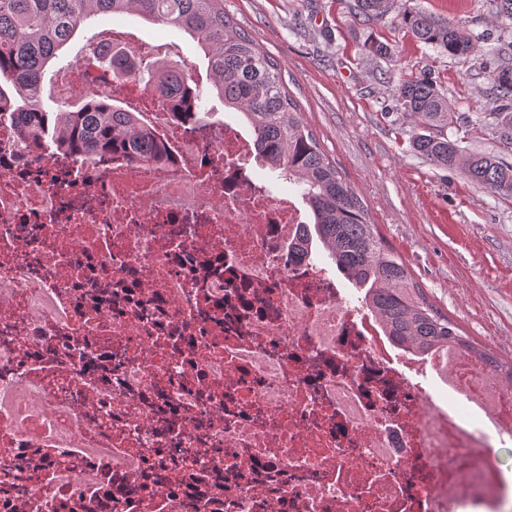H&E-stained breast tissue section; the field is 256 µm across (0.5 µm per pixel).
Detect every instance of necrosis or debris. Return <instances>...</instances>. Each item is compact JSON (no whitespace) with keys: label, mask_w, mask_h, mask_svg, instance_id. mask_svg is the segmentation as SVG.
Here are the masks:
<instances>
[{"label":"necrosis or debris","mask_w":512,"mask_h":512,"mask_svg":"<svg viewBox=\"0 0 512 512\" xmlns=\"http://www.w3.org/2000/svg\"><path fill=\"white\" fill-rule=\"evenodd\" d=\"M101 50L181 49L106 23ZM75 93L161 150L34 147L0 120V512H512V387L398 345L254 165L237 113L190 124L151 82Z\"/></svg>","instance_id":"1"}]
</instances>
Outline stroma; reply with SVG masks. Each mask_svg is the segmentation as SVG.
Masks as SVG:
<instances>
[{"label": "stroma", "instance_id": "35a3bbf8", "mask_svg": "<svg viewBox=\"0 0 512 512\" xmlns=\"http://www.w3.org/2000/svg\"><path fill=\"white\" fill-rule=\"evenodd\" d=\"M354 0H224L235 26L274 59L284 84L324 153L354 188L375 232L403 261L427 301L461 334L498 360L512 362V197L484 192L457 172L413 152L416 117L396 101L401 80L429 75L454 118L446 133L466 151L512 163V148L478 125L492 107L487 79L512 46V21L492 0H399L464 27L477 52L460 62L418 42L397 14L380 21L355 15ZM377 39L391 55L376 59Z\"/></svg>", "mask_w": 512, "mask_h": 512}]
</instances>
